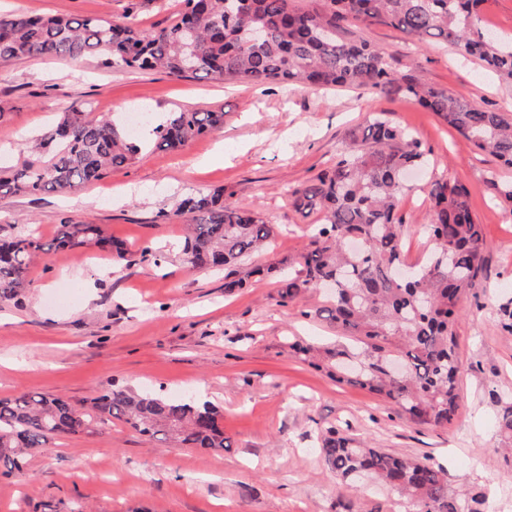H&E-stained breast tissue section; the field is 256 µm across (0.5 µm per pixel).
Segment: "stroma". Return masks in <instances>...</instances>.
<instances>
[{"instance_id": "obj_1", "label": "stroma", "mask_w": 512, "mask_h": 512, "mask_svg": "<svg viewBox=\"0 0 512 512\" xmlns=\"http://www.w3.org/2000/svg\"><path fill=\"white\" fill-rule=\"evenodd\" d=\"M181 0H0V14H109L143 33L168 25ZM348 37L378 46L403 74L485 108L512 110V82L478 61L385 25L346 23ZM91 106L143 143L129 164L74 194L0 192V239L36 232L51 240L67 219L100 225L131 261L96 247L59 251L32 265L18 301L0 305V399L53 394L74 402L115 388L173 399L200 398L224 410L227 449L167 448L111 420L59 436L29 457L25 478L0 473V512L79 503L89 512H400L397 492L342 485L319 445L328 427L403 456L442 466L450 490L477 485L489 502L512 501V464L496 427L499 397L512 398V335L499 306L512 302V204L491 173L512 169L476 150L434 113L396 94L363 89H284L276 85L176 78L158 71L108 69L90 57L0 60V175L37 161L34 138L69 106ZM182 110L223 113L220 130L178 150L153 145L151 129L127 116ZM384 113L408 128L431 164L408 183L399 209L407 262L429 252L428 183L465 184L484 226L483 271L462 300L457 326L460 408L436 428L410 422L370 391L337 382L290 345L335 344V327L316 314L323 290L281 306L274 279H252L228 294L224 274L181 259L184 196L220 188L226 200L272 224L257 264L287 267L319 223L288 191L336 160L352 127Z\"/></svg>"}]
</instances>
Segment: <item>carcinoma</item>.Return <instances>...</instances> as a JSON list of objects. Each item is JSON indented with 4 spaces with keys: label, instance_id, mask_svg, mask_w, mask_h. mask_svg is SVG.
<instances>
[{
    "label": "carcinoma",
    "instance_id": "1",
    "mask_svg": "<svg viewBox=\"0 0 512 512\" xmlns=\"http://www.w3.org/2000/svg\"><path fill=\"white\" fill-rule=\"evenodd\" d=\"M302 9L295 0H183L178 18L148 35L132 19L104 16L0 15V59L92 56L108 68L163 71L171 76L251 85L304 88L352 86L397 93L436 114L473 145L512 168V113L478 107L447 91L398 73L366 41L343 37L341 23L391 26L417 43L437 42L512 80V36L482 31L486 0H321ZM224 126V113L182 111L153 127L154 146H183ZM36 148L45 161L0 178V190L71 193L100 181L132 160L140 146L109 119L67 108ZM410 131L369 116L341 141L336 163L291 190L298 210H316L309 247L298 269L280 280L278 303L295 304L312 288L327 286L325 318L357 343L294 349L336 379L367 388L399 406L418 424L445 428L458 410L462 372L456 326L462 297L481 271L483 225L468 188L439 178L429 183L423 262L406 264L398 216L405 175L427 165ZM182 253L200 268L222 266L224 291L249 285L237 267L269 243L274 233L257 211L224 199V190L185 198ZM126 250L97 224L67 219L49 242L26 234L0 244V303L18 298L41 254L83 246ZM498 432L512 441V401L500 400ZM111 418L171 447L222 451L227 447L219 411L209 402L172 400L113 389L78 407L47 394L0 399V464L8 475L25 471L27 452L49 450L55 436L76 434ZM325 465L344 484L361 477L406 497V512H484L478 490L454 493L442 468L382 448L362 445L330 428L321 438Z\"/></svg>",
    "mask_w": 512,
    "mask_h": 512
}]
</instances>
